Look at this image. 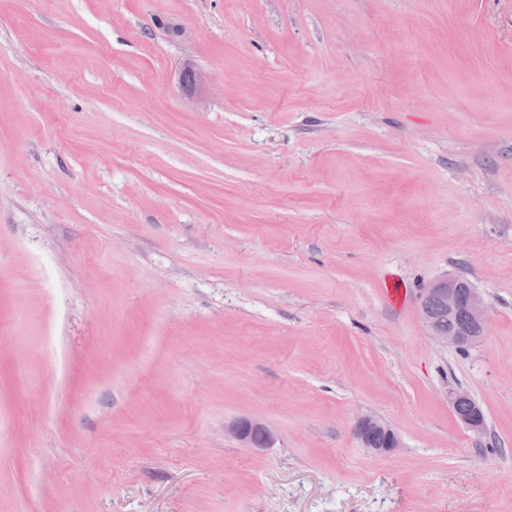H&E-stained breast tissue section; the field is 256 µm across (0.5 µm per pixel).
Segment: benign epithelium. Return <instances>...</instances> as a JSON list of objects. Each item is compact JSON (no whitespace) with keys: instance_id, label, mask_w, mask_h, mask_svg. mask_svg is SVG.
Here are the masks:
<instances>
[{"instance_id":"benign-epithelium-1","label":"benign epithelium","mask_w":512,"mask_h":512,"mask_svg":"<svg viewBox=\"0 0 512 512\" xmlns=\"http://www.w3.org/2000/svg\"><path fill=\"white\" fill-rule=\"evenodd\" d=\"M183 69L191 71L193 75V84L185 88L186 93L194 95L206 87L207 75L194 63L185 62ZM430 298L440 302L443 310L448 313V318L451 319L462 312L466 319L464 323L444 330L439 328L423 310L421 318L426 336L454 349L462 350L474 345L486 335L487 308L484 299L476 288L460 277L444 274L435 279L423 289L420 307H425L426 301ZM464 402L471 403L470 411L465 416H458L459 421L473 431L482 430L485 418L481 407L472 401L468 392L460 389L448 390V404L453 411H458V406ZM354 431L362 445L375 454L388 455L401 447L397 433L373 413L359 415L354 422ZM376 431L386 435V442L380 448H373L368 442L369 435ZM228 432L245 447H263L273 440L271 430L258 419L236 421L229 425ZM256 432L262 433V441H254L253 434Z\"/></svg>"}]
</instances>
